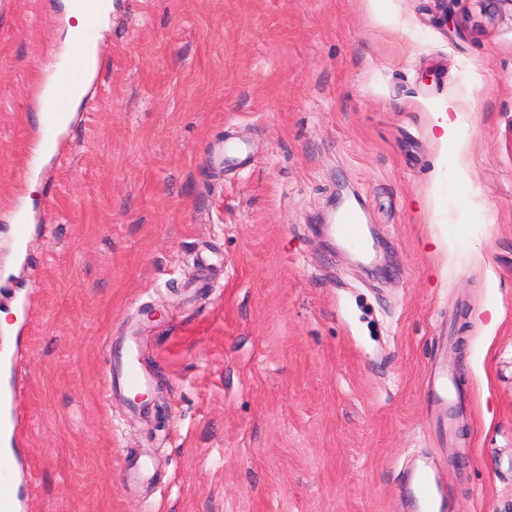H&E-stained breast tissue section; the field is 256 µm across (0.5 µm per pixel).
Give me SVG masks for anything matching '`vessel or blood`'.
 <instances>
[{
	"label": "vessel or blood",
	"instance_id": "b4317fda",
	"mask_svg": "<svg viewBox=\"0 0 512 512\" xmlns=\"http://www.w3.org/2000/svg\"><path fill=\"white\" fill-rule=\"evenodd\" d=\"M90 72L81 61L50 72L38 87L34 104L44 113L45 125L41 128L36 145V155L58 154L62 151V132L72 122L71 96L75 87L86 84ZM337 233L348 244L363 248L364 234L362 215L358 208L346 207L337 218ZM136 342H128L117 367L116 376L124 388L138 391L150 384L149 376L137 363ZM432 387L437 400L444 408H452L455 388L447 372L434 373ZM21 470V458L16 451L0 452V512H18L16 483ZM414 489L425 512H442V502L432 475L425 470L417 471L413 477Z\"/></svg>",
	"mask_w": 512,
	"mask_h": 512
}]
</instances>
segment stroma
I'll use <instances>...</instances> for the list:
<instances>
[{
    "label": "stroma",
    "mask_w": 512,
    "mask_h": 512,
    "mask_svg": "<svg viewBox=\"0 0 512 512\" xmlns=\"http://www.w3.org/2000/svg\"><path fill=\"white\" fill-rule=\"evenodd\" d=\"M65 3L0 0L27 512H420L412 464L448 512H512V0H112L64 154L25 179ZM450 102L461 155L430 131ZM227 140L247 159L219 169ZM344 199L378 265L327 246ZM131 336L163 387L141 409L108 385ZM432 387L437 400L445 408V417L443 418L440 428L442 431L450 427V411L454 403L455 388L453 380L448 377V372L440 371L433 374Z\"/></svg>",
    "instance_id": "obj_1"
}]
</instances>
